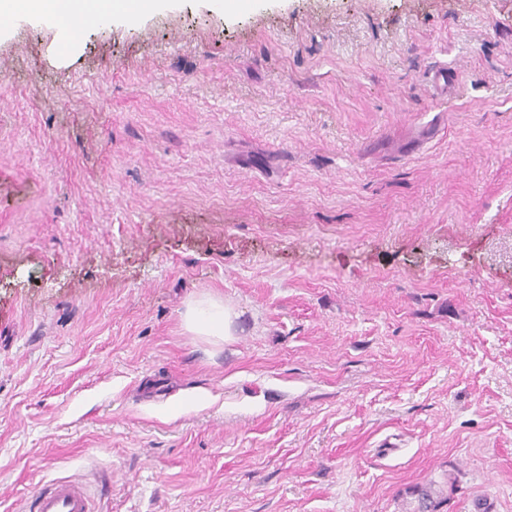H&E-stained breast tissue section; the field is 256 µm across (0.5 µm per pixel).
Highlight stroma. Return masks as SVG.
Here are the masks:
<instances>
[{"label": "stroma", "mask_w": 512, "mask_h": 512, "mask_svg": "<svg viewBox=\"0 0 512 512\" xmlns=\"http://www.w3.org/2000/svg\"><path fill=\"white\" fill-rule=\"evenodd\" d=\"M171 2L0 30V512H512V0ZM236 314L216 298L192 302L184 314V325L190 332L202 336H217L227 340L233 336ZM29 511L103 512L85 484L68 478L43 485L31 501Z\"/></svg>", "instance_id": "obj_1"}]
</instances>
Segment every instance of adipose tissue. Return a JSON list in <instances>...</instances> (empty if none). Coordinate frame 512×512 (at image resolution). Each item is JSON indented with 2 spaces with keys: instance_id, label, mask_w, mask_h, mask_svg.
Returning <instances> with one entry per match:
<instances>
[{
  "instance_id": "adipose-tissue-1",
  "label": "adipose tissue",
  "mask_w": 512,
  "mask_h": 512,
  "mask_svg": "<svg viewBox=\"0 0 512 512\" xmlns=\"http://www.w3.org/2000/svg\"><path fill=\"white\" fill-rule=\"evenodd\" d=\"M162 0H0V12L16 11L48 16L57 23H70L78 13H89L99 22L115 15L140 18L156 11ZM235 313L216 298L190 303L184 314L187 330L202 336L229 339L233 334Z\"/></svg>"
}]
</instances>
